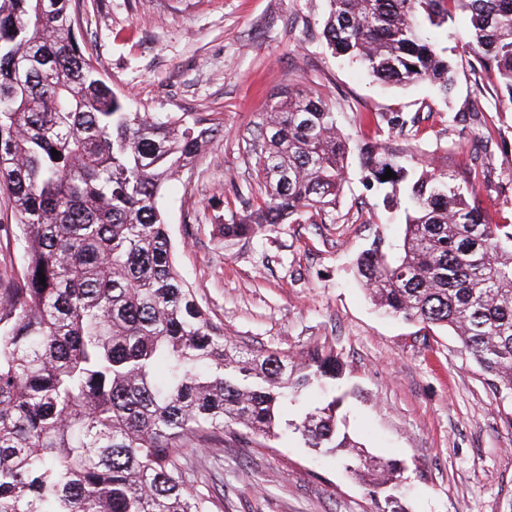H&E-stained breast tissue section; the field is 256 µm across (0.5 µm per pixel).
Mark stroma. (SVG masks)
<instances>
[{
    "instance_id": "stroma-1",
    "label": "stroma",
    "mask_w": 512,
    "mask_h": 512,
    "mask_svg": "<svg viewBox=\"0 0 512 512\" xmlns=\"http://www.w3.org/2000/svg\"><path fill=\"white\" fill-rule=\"evenodd\" d=\"M75 35L113 90L143 112L215 120L218 133L163 192L175 260L234 343L298 360L314 349L343 363V430L375 459L402 467L405 512H512V398H502L458 338L386 317L359 283L357 255L403 227L351 155L324 222L269 224L242 240L218 226L258 195L252 150L287 89L331 102L352 144H376L405 167L477 175L472 204L512 221V107L478 88L456 14L438 32L456 83L373 82L322 36L326 0H72ZM17 219L0 192V290L20 269ZM188 468L223 495L224 512H384L383 496L295 438L271 447L225 440L186 449Z\"/></svg>"
}]
</instances>
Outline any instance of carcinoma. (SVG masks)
<instances>
[{"label": "carcinoma", "mask_w": 512, "mask_h": 512, "mask_svg": "<svg viewBox=\"0 0 512 512\" xmlns=\"http://www.w3.org/2000/svg\"><path fill=\"white\" fill-rule=\"evenodd\" d=\"M71 2L0 0V190L18 215L20 254L0 294V512H224L181 454L228 432L344 451L388 512H404L397 486L378 478L390 465L341 432L336 357L245 352L188 286L161 196L218 127L131 110L80 47ZM327 2L334 54L378 82L424 81L444 98L453 68L429 28L466 14L481 74L512 104V0ZM261 135L262 197L248 219L219 226L226 239L320 218L345 181L349 138L320 96L284 92ZM357 151L369 180L406 183L403 202L384 198L403 207L402 240L359 254L362 285L392 317L452 329L512 392V224L471 205L470 181L426 168L409 179L377 145ZM313 385L322 405L289 409Z\"/></svg>", "instance_id": "carcinoma-1"}]
</instances>
